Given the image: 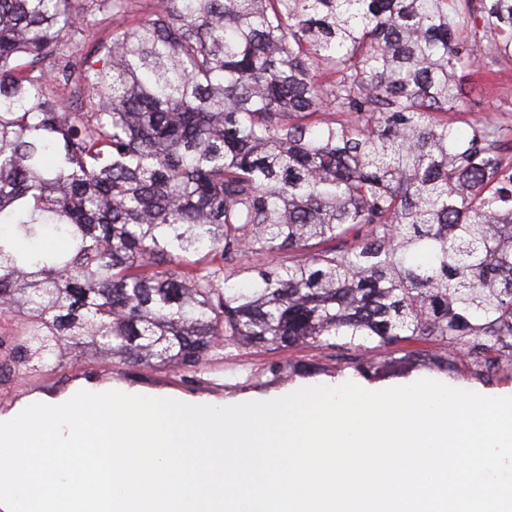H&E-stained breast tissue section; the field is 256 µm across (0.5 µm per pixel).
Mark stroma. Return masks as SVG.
<instances>
[{
    "instance_id": "1",
    "label": "stroma",
    "mask_w": 512,
    "mask_h": 512,
    "mask_svg": "<svg viewBox=\"0 0 512 512\" xmlns=\"http://www.w3.org/2000/svg\"><path fill=\"white\" fill-rule=\"evenodd\" d=\"M461 82L467 112L456 118L460 133H467L473 120H490L512 128V58L481 51L478 63L462 71ZM438 350V345L427 343L418 354L407 344L395 351H369L366 355L369 375L365 378L353 376L348 369L340 370V352L331 346L227 348L189 372L163 365L136 366L117 358L88 354L23 378L0 379V406L33 390L63 388L87 375L151 391L221 400L247 398L293 386H338L349 381L383 389L418 378L434 379L485 396L512 397V365H502L489 376L479 378L466 371L463 358L458 355L453 370L442 371L430 362L431 355Z\"/></svg>"
}]
</instances>
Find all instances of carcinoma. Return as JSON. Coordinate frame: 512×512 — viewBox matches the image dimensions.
Listing matches in <instances>:
<instances>
[{
    "instance_id": "obj_1",
    "label": "carcinoma",
    "mask_w": 512,
    "mask_h": 512,
    "mask_svg": "<svg viewBox=\"0 0 512 512\" xmlns=\"http://www.w3.org/2000/svg\"><path fill=\"white\" fill-rule=\"evenodd\" d=\"M76 2L0 0L1 372L226 345L361 375L401 343L512 361V164L445 118L480 41L512 56V0H158L80 57L64 40L128 0Z\"/></svg>"
}]
</instances>
